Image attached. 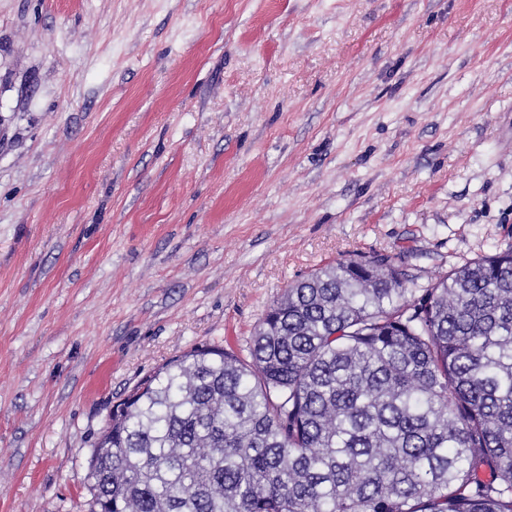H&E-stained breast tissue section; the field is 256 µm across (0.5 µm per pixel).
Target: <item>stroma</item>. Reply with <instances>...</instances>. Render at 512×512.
I'll use <instances>...</instances> for the list:
<instances>
[{
	"label": "stroma",
	"instance_id": "1",
	"mask_svg": "<svg viewBox=\"0 0 512 512\" xmlns=\"http://www.w3.org/2000/svg\"><path fill=\"white\" fill-rule=\"evenodd\" d=\"M512 246V0H0V512L349 253Z\"/></svg>",
	"mask_w": 512,
	"mask_h": 512
}]
</instances>
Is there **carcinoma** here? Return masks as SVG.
<instances>
[{"mask_svg":"<svg viewBox=\"0 0 512 512\" xmlns=\"http://www.w3.org/2000/svg\"><path fill=\"white\" fill-rule=\"evenodd\" d=\"M417 279L351 254L249 358L146 376L93 445L89 512H512V246Z\"/></svg>","mask_w":512,"mask_h":512,"instance_id":"carcinoma-1","label":"carcinoma"}]
</instances>
